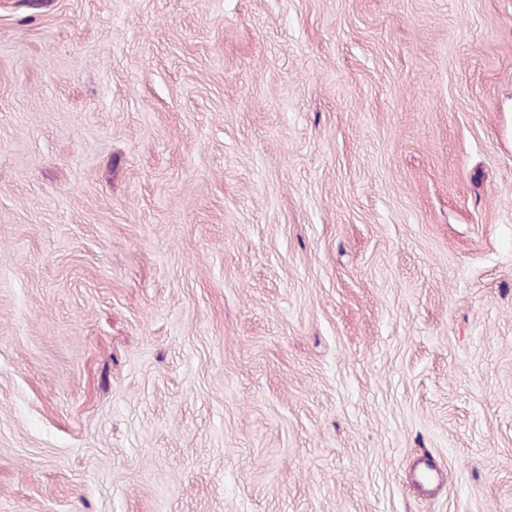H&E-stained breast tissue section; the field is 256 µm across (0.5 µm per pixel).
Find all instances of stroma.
<instances>
[{"label": "stroma", "instance_id": "stroma-1", "mask_svg": "<svg viewBox=\"0 0 512 512\" xmlns=\"http://www.w3.org/2000/svg\"><path fill=\"white\" fill-rule=\"evenodd\" d=\"M0 512H512V0H0Z\"/></svg>", "mask_w": 512, "mask_h": 512}]
</instances>
